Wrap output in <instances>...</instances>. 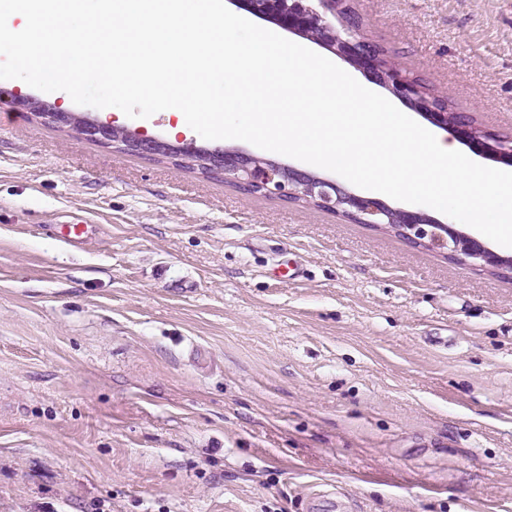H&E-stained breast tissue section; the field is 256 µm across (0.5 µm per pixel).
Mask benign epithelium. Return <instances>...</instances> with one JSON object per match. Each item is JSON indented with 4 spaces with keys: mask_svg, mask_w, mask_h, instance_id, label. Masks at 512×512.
<instances>
[{
    "mask_svg": "<svg viewBox=\"0 0 512 512\" xmlns=\"http://www.w3.org/2000/svg\"><path fill=\"white\" fill-rule=\"evenodd\" d=\"M249 14L275 22L284 31L308 39L330 50L343 62L366 74L432 126L450 138L467 145L476 154L512 167V137H498L479 130L465 115L451 119L448 108L437 105L414 78L387 60L376 45L370 44L358 25L336 27L329 17L336 16V0H230ZM16 108L31 113L55 127L80 131L97 144L150 158H165L203 165L212 175L243 186L255 187L264 194L287 199L301 197L318 208L357 219L362 224L386 226L408 242L443 251L449 259L512 276V257L503 256L482 241L456 228L453 218L444 222L431 218L422 206L393 208L370 192H351L339 183L274 160L249 155L234 147L208 149L192 139L173 145L148 136L136 128L116 126L111 121L92 119L83 113L66 112L46 99L12 95Z\"/></svg>",
    "mask_w": 512,
    "mask_h": 512,
    "instance_id": "1",
    "label": "benign epithelium"
}]
</instances>
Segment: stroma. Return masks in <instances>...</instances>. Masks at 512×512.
<instances>
[{
  "label": "stroma",
  "mask_w": 512,
  "mask_h": 512,
  "mask_svg": "<svg viewBox=\"0 0 512 512\" xmlns=\"http://www.w3.org/2000/svg\"><path fill=\"white\" fill-rule=\"evenodd\" d=\"M351 4L512 135V0ZM30 91L0 80V512H512V279L85 140Z\"/></svg>",
  "instance_id": "stroma-1"
}]
</instances>
